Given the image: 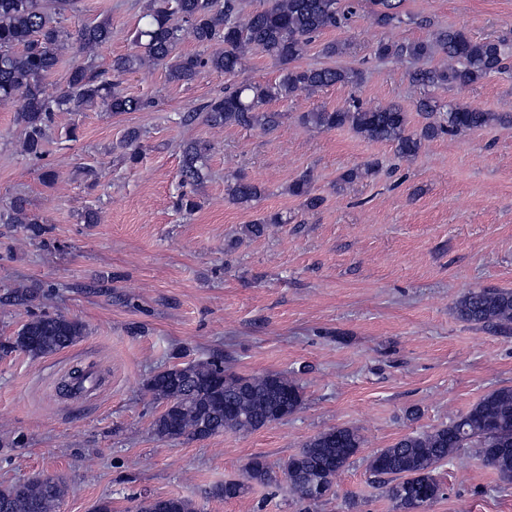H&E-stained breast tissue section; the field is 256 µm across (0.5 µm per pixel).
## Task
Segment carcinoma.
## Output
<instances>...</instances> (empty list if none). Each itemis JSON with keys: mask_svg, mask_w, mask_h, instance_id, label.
Instances as JSON below:
<instances>
[{"mask_svg": "<svg viewBox=\"0 0 512 512\" xmlns=\"http://www.w3.org/2000/svg\"><path fill=\"white\" fill-rule=\"evenodd\" d=\"M400 3L372 0L375 24L387 27L402 23ZM74 6L72 0H58L53 17L44 10L42 0H0V100L18 102L15 122L23 127V152L32 160L47 154L48 132L59 112H77L92 104L114 113L149 108L150 101L124 94L112 78L135 72L147 63L165 66L171 81L189 85L205 74L236 75L250 51L276 61L282 72L275 82L234 84L182 116L185 122L201 118L214 127H260L266 132L274 131L282 118V113L264 109L270 101L336 84L356 85L360 80L357 70L295 65L314 37L328 29L348 27L356 14L353 0L346 4L341 0H270L268 7L244 18L239 14L238 0H151L135 35L137 52L115 59L110 69L100 72L92 70L89 62L74 63L64 77V87L50 95L46 85L70 39H75L88 58L112 39L109 19L85 23L74 34L62 27L60 17ZM187 34L203 51H180ZM215 45L222 49L209 51ZM436 49L448 56V65L415 70L411 73L414 82L462 91L512 68V40H474L456 28L441 29L428 40L396 43L380 39L372 46L376 57L397 60H423ZM416 111L425 122L415 130L410 128L408 112L401 107L366 108L355 98L336 109L304 112L299 121L320 130L347 126L367 140L391 143L399 157L409 158L428 141L512 120L497 112L451 102L440 112L429 98L418 100ZM123 143L126 160L138 163L142 155L140 131L129 130ZM209 152L205 142L185 144L183 182L192 186L204 182ZM288 191L302 199L309 211L325 202L324 197L313 193L304 175L294 180ZM227 194L232 202L248 206L260 197L261 190L239 176L227 183ZM286 223L283 214L269 213L246 225V232L260 236L269 226ZM0 224H24L33 239H42L47 232L44 219L31 212L23 197H15L0 208ZM40 297L39 287L18 288L9 302L27 306ZM455 310L465 322L512 332L511 288L468 291L457 301ZM84 335L85 326L79 320L62 313H41L31 316L14 336L0 343V352L20 351L37 359L77 344ZM88 383H97L96 376L82 368L74 369L67 380L71 392L84 389ZM145 389L163 403V410L152 422L160 440H204L226 431L254 432L282 420L286 410L297 412L304 403L303 387L293 372L244 377L224 372V362L215 359L160 370L147 379ZM363 443L356 427L325 429L288 457L280 472L255 457L246 467V481H227L215 494L236 498L245 492L246 482L268 486L277 483L281 474L299 501L326 502L336 476L353 463ZM465 448L474 449L504 483L512 484V386L489 392L445 425L406 434L390 447L375 451L365 459L366 471L385 488L394 512H426L445 496L436 469ZM64 494L60 479L47 482L36 477L20 485L14 483L0 487V512H57Z\"/></svg>", "mask_w": 512, "mask_h": 512, "instance_id": "cac0c4a2", "label": "carcinoma"}]
</instances>
